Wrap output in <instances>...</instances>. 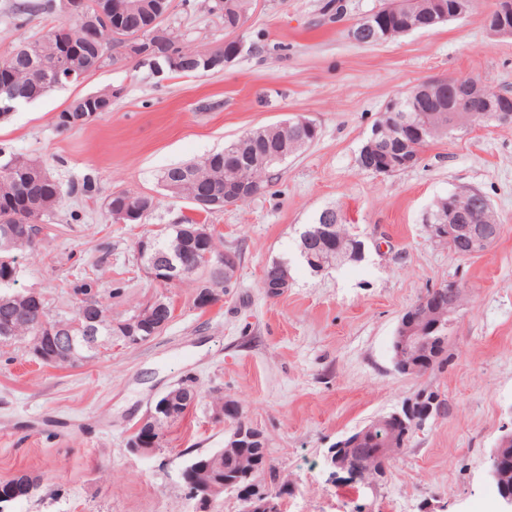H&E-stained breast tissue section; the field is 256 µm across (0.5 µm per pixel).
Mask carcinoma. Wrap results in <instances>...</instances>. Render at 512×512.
<instances>
[{
    "mask_svg": "<svg viewBox=\"0 0 512 512\" xmlns=\"http://www.w3.org/2000/svg\"><path fill=\"white\" fill-rule=\"evenodd\" d=\"M62 0H48L46 7L61 17L59 26H67L81 51L80 60L87 62V68L100 69L114 61L112 49V15L107 20H98L99 39L96 46L82 42L81 28L75 22L64 17ZM455 0H385L382 6L372 14L355 22L364 27L366 37L372 38L376 45L408 33L402 18L447 9ZM166 37L163 39L158 54H149L141 59L158 70L175 72L168 60L172 56L188 58L197 63L195 69H183L184 75L208 73V65L214 60L232 51L228 46L206 49H189L179 36L169 27H164ZM54 30H49L39 38L23 42L15 53L16 68L8 84L0 82V114L13 111L21 101L36 100L45 93L68 84L63 76H58L48 65L54 53ZM474 84L466 97H455L448 93V83L440 78L428 80L395 99V111L382 112L377 119L382 127L381 137L389 142L391 149L404 148L405 137L398 127L403 124L428 125L431 136L424 143L442 138H450L462 130L465 124L482 126L496 122L493 114L486 112L475 117L478 105L485 96H492L495 91L473 78ZM266 137L261 139L238 138L227 143L224 150L213 153L206 158L192 163L180 164L162 171L158 177L161 187L176 196L190 201H198V209L204 212L224 210V191L235 182L246 179L264 190L268 183V166H254L252 161L260 156H274L277 153L295 154L313 144L319 131L310 132L293 120H288V127L281 125L264 128ZM43 164L20 156L5 147H0V346H7L18 341L25 342L32 351L38 350L50 355L60 353L65 348V341L52 342L39 330L40 317L48 316L45 300L31 292H20L12 288L17 281L15 273L19 272L17 254L33 249L37 242L30 239L32 230L42 234L47 229V222L53 218L64 203V196L89 197L94 191V180L86 175L82 180L72 183L67 192H62L55 182H45L40 178ZM28 184V200L38 202L37 208L30 207L27 200L21 199L13 192L14 181ZM125 210L134 216L133 222L140 221L154 208V199L150 196L119 191L111 193L106 201L107 213L113 209ZM198 224L186 221L182 224H168L152 233L153 249L144 255L136 252L137 260L167 263L175 270L176 281H190L194 288L193 303H198V296L204 288L224 291L232 287V278L224 274V269L217 268L205 261V253L212 251L216 255L224 254V248L216 239L210 242L201 240L197 234ZM305 236L313 237L316 242L309 248L308 256L302 261L317 272L328 268L336 261V251H359L364 242L349 234L345 225H334L330 234H325L322 220L307 227ZM441 246L455 249L463 258H471L483 253L489 245L469 238L455 243L443 239L437 240ZM79 296L76 310L84 307L93 309L97 317L98 335L106 338L121 336L126 325L134 321H152L156 324L164 320L154 306L147 304L137 307L126 316H112V305L100 300L96 280L85 274L79 284L73 288ZM443 296L432 288L420 297L404 313L403 317L421 323L430 320L432 305ZM401 356L400 373L421 376L429 370L445 369L451 359L448 353V334L441 331L440 342L430 352L415 359L407 353L393 352ZM178 390L184 397L182 411L196 406L202 399V392L196 381L189 377L178 384ZM212 413L224 411V419L233 424V430L245 425L239 405L233 400L217 398L211 402ZM416 429L407 418L402 422L379 427L367 432L356 444V452L351 454V467L367 472L368 479L376 483L385 474L390 463L409 447ZM183 478L186 486L202 485L222 487L225 483L237 479L242 486L250 485L268 495L277 509L280 499L286 494L288 482L272 464L267 438L259 431L254 432V439L232 452L220 448L210 453L193 456L184 468ZM18 497H28L37 489L36 483L20 476L10 481Z\"/></svg>",
    "mask_w": 512,
    "mask_h": 512,
    "instance_id": "obj_1",
    "label": "carcinoma"
}]
</instances>
